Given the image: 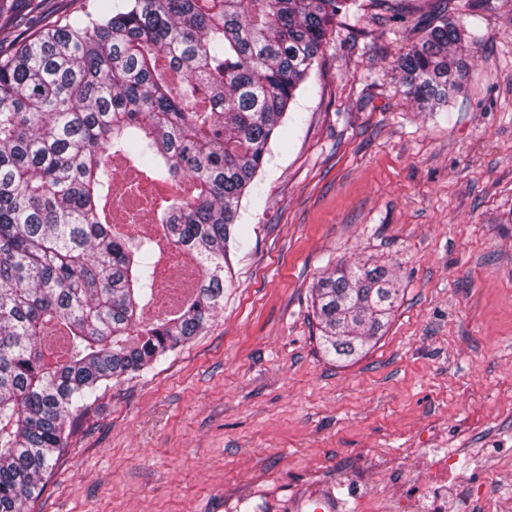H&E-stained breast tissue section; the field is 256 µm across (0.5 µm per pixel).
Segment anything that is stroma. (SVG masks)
<instances>
[{"label": "stroma", "mask_w": 512, "mask_h": 512, "mask_svg": "<svg viewBox=\"0 0 512 512\" xmlns=\"http://www.w3.org/2000/svg\"><path fill=\"white\" fill-rule=\"evenodd\" d=\"M448 13L472 36L447 106L418 109L398 57ZM211 326L109 382L32 512H289L346 472L458 448L512 496V0H355L271 142ZM371 260L400 299L337 358L313 286Z\"/></svg>", "instance_id": "stroma-1"}]
</instances>
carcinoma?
Returning a JSON list of instances; mask_svg holds the SVG:
<instances>
[{"instance_id": "cac0c4a2", "label": "carcinoma", "mask_w": 512, "mask_h": 512, "mask_svg": "<svg viewBox=\"0 0 512 512\" xmlns=\"http://www.w3.org/2000/svg\"><path fill=\"white\" fill-rule=\"evenodd\" d=\"M350 0H97L0 47V512H28L100 384L151 367L224 309L230 244L298 88ZM462 33L444 18L398 58L427 110L459 88ZM179 194L113 220L114 162ZM196 264L175 312L164 252ZM326 351L380 335L399 287L383 265L320 277Z\"/></svg>"}]
</instances>
